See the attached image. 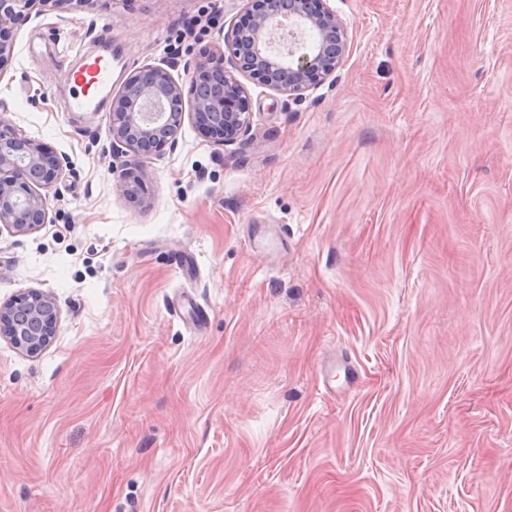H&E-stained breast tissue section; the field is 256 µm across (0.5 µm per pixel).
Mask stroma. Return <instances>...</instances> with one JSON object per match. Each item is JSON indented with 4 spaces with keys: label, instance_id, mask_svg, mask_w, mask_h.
I'll return each instance as SVG.
<instances>
[{
    "label": "stroma",
    "instance_id": "35a3bbf8",
    "mask_svg": "<svg viewBox=\"0 0 512 512\" xmlns=\"http://www.w3.org/2000/svg\"><path fill=\"white\" fill-rule=\"evenodd\" d=\"M328 5L324 85L246 82V136L187 122L141 167L69 70L103 38L192 60L245 0L15 29L0 112L65 173L48 224L0 233V303L60 311L39 355L0 338V512H512V0Z\"/></svg>",
    "mask_w": 512,
    "mask_h": 512
}]
</instances>
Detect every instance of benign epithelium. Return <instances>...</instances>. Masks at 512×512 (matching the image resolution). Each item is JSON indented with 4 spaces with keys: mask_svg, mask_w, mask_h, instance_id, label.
Listing matches in <instances>:
<instances>
[{
    "mask_svg": "<svg viewBox=\"0 0 512 512\" xmlns=\"http://www.w3.org/2000/svg\"><path fill=\"white\" fill-rule=\"evenodd\" d=\"M93 0H0V71L12 58L9 25L41 13L39 7ZM237 40L186 64L184 82L167 63L129 73L111 97L108 112L112 151L141 163L173 142L185 120L209 141L228 145L252 125L250 97L236 74L293 100L323 85L342 64L348 35L326 0H247L234 23ZM62 158L47 144L12 131L0 116V225L27 235L48 223V190L61 178ZM59 310L54 298L29 289L0 303V337L34 356L55 336Z\"/></svg>",
    "mask_w": 512,
    "mask_h": 512,
    "instance_id": "obj_1",
    "label": "benign epithelium"
}]
</instances>
